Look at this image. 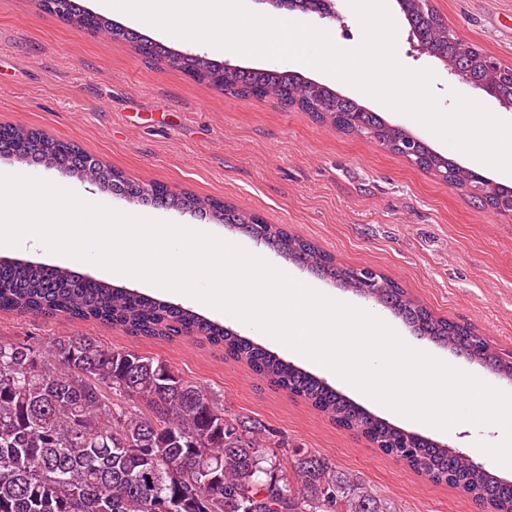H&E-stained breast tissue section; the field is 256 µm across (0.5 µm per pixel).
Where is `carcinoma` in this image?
<instances>
[{
    "label": "carcinoma",
    "mask_w": 512,
    "mask_h": 512,
    "mask_svg": "<svg viewBox=\"0 0 512 512\" xmlns=\"http://www.w3.org/2000/svg\"><path fill=\"white\" fill-rule=\"evenodd\" d=\"M402 11L426 51L450 65L465 64L471 77L494 85L512 102V80L488 70L477 47L463 56L448 40V27L416 0ZM70 22L129 43L147 59L171 62L198 82L238 98L271 99L310 113L316 120L358 137L365 131L345 115L364 107L327 86L312 90L300 75L277 69L226 70L203 56L170 61L162 45L115 25L71 0ZM364 121L376 142L398 152L408 133L374 112ZM0 156L28 165H63L84 181L92 177L85 153L41 130L0 125ZM418 166L465 187L473 174L425 144ZM102 174L103 189H118L142 203L186 210L248 234L263 224L262 245L276 255L363 292L362 271L345 267L314 243L282 224H265L253 213L189 191L145 190L120 171ZM512 188L488 186L480 202L499 208ZM371 299L404 319L417 335L512 379V360L500 356L472 328L435 315L391 278L377 275ZM0 310L58 315L121 327L133 336L196 335L246 365L271 386L303 399L336 426L364 437L435 484L467 494L485 512H512V483L448 449L377 419L321 379L263 346L207 320L127 288L81 276L67 268L30 261L0 263ZM264 426L249 417L231 418L218 400L166 363L130 351L112 350L90 336L59 340L47 348L0 340V512H384L381 500L364 491L324 456L295 448L282 463L268 452ZM207 479L196 488L195 482Z\"/></svg>",
    "instance_id": "obj_1"
}]
</instances>
